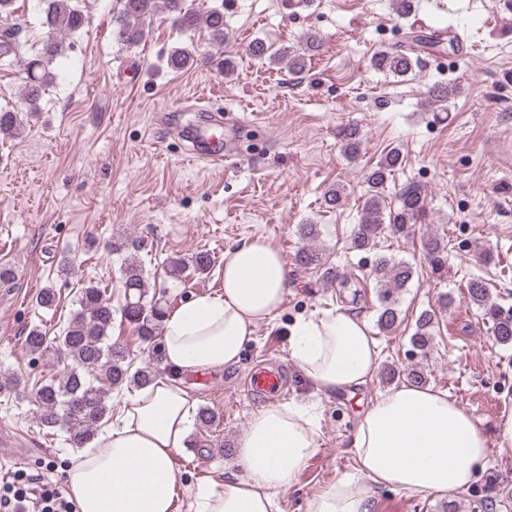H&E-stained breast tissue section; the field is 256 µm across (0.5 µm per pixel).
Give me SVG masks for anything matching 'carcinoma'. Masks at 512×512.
Wrapping results in <instances>:
<instances>
[{
  "label": "carcinoma",
  "mask_w": 512,
  "mask_h": 512,
  "mask_svg": "<svg viewBox=\"0 0 512 512\" xmlns=\"http://www.w3.org/2000/svg\"><path fill=\"white\" fill-rule=\"evenodd\" d=\"M40 25L46 30L41 50L26 57L21 44L10 30L0 32V67L18 66L25 73L24 100L29 112L37 111L46 88L53 83L51 64L61 53L64 39L81 29L85 16L73 0H40ZM117 11L112 15V38L131 48L145 37V23L157 11L164 8L170 13L175 26L184 33L206 28L216 46L224 44V6H212L196 10L185 5V0H117ZM458 34L452 27L435 29L429 33L412 30L404 42L377 52L370 61L379 72L404 77L419 65L422 50H439L445 44L454 47ZM321 38L306 33L297 45L272 49L261 41L254 42L250 54L258 59L268 58L274 64H283L291 74L306 69L307 62L318 53ZM455 83H439L430 90L433 103L444 105L458 92ZM23 125L20 113L15 109L0 108V135L15 138ZM345 153L355 159L362 145V133L358 126L348 125L339 131ZM402 164L397 149L389 150L366 174L368 190L360 212V221L350 238V248L355 251L375 253L370 280L376 288L379 304L377 327L382 332L393 330L399 322V298L415 275V266L409 260L396 259L380 251L383 235L391 233L408 236L415 225L424 220L425 198L416 185L405 187L396 203L390 205L382 195L387 181ZM301 239L307 242L297 254V261L304 266L322 270L325 282L344 283L346 277L339 269L324 261L323 253L312 245L318 236L315 224L300 225ZM114 251H126L121 266V278L125 288V304L120 311L112 309V302L105 297L106 289L95 285L81 288L79 310L65 329L53 340L37 326L26 336V347L34 359H41L50 352L63 358L64 371L60 376L42 380L27 388L14 374L0 373V397L28 401L37 408L40 424L50 430L65 431L76 448L87 447L95 438L97 428L112 411V392L124 387L142 389L155 379L154 369L146 365L132 369L126 351L109 341L112 319H121L133 326L141 338L151 342L155 338L166 313V302L160 298L146 300V274L137 255L138 246L123 241L112 244ZM420 254L434 274L446 269L447 244L440 237L428 234L420 240ZM209 254L199 252L189 258L168 260L166 275L179 279L187 269L198 274L209 271ZM468 301L480 310L482 323L488 327L494 340L502 345H512V308H505L490 300L487 282L472 275L465 280ZM437 323L433 311H424L416 319L415 331L410 337L412 352L427 355L433 345V332ZM383 378L390 383L404 380L415 386H424L425 373L418 367L399 368L388 365Z\"/></svg>",
  "instance_id": "carcinoma-1"
}]
</instances>
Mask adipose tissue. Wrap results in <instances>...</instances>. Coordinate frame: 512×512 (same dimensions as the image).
<instances>
[{
	"label": "adipose tissue",
	"mask_w": 512,
	"mask_h": 512,
	"mask_svg": "<svg viewBox=\"0 0 512 512\" xmlns=\"http://www.w3.org/2000/svg\"><path fill=\"white\" fill-rule=\"evenodd\" d=\"M290 284L281 252L264 238L224 253L220 291L168 311L164 374L126 398L111 427L66 466L77 512H178L175 458L195 424L197 401L184 377L236 367L259 325L273 320ZM291 361L315 393L356 394L376 375L380 349L368 321L337 306L298 320ZM354 474L314 493L306 512H371L380 488L448 497L484 470L486 435L448 393L393 386L360 409L351 443ZM319 450L317 417L291 403L253 414L230 479L200 489L196 512H281L278 495Z\"/></svg>",
	"instance_id": "obj_1"
}]
</instances>
